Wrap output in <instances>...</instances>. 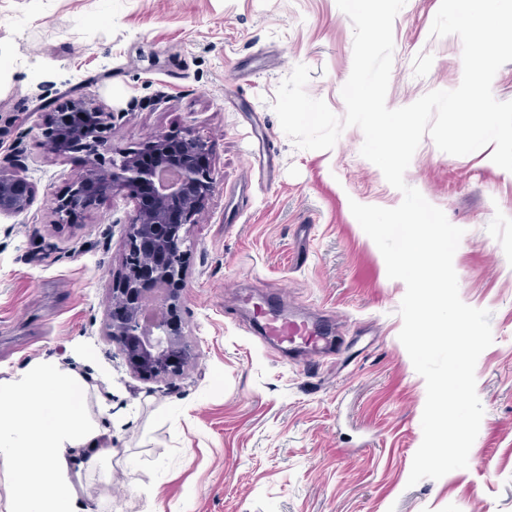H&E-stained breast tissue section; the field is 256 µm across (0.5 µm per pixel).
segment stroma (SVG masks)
Segmentation results:
<instances>
[{"label": "stroma", "mask_w": 512, "mask_h": 512, "mask_svg": "<svg viewBox=\"0 0 512 512\" xmlns=\"http://www.w3.org/2000/svg\"><path fill=\"white\" fill-rule=\"evenodd\" d=\"M440 0H406L393 25L386 104L462 74L458 36L430 28ZM353 26L336 0H0V149L18 148L33 203L0 218V379L45 359L83 381L110 459L75 457L94 512H512V172L492 147L465 156L423 138L405 181L464 229L459 295L489 310L476 365L484 408L468 466L409 485L426 384L398 339L404 282L351 213L402 194L345 128L300 150L272 105L296 65L344 116ZM88 95L115 112L113 149L188 131L210 146L217 188L191 229L182 318L196 359L180 376L130 372L103 332L131 201L72 225L52 199L83 154L48 153L49 101ZM323 336L321 359L265 334L271 316Z\"/></svg>", "instance_id": "obj_1"}]
</instances>
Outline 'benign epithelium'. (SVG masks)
<instances>
[{"mask_svg": "<svg viewBox=\"0 0 512 512\" xmlns=\"http://www.w3.org/2000/svg\"><path fill=\"white\" fill-rule=\"evenodd\" d=\"M115 113L89 96L69 99L48 113L42 145L47 152L85 155L84 168L70 178L68 190L54 198L57 224H73L78 215L108 198L134 203L124 225L125 254L112 278L104 313V333L120 345L129 370L166 379L194 359L190 333L178 319L186 300L191 227L217 188L207 163L208 142L159 132L134 151L115 152L107 133ZM20 152L0 160V216L26 211L29 184L18 174Z\"/></svg>", "mask_w": 512, "mask_h": 512, "instance_id": "benign-epithelium-1", "label": "benign epithelium"}]
</instances>
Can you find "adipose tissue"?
<instances>
[{"label": "adipose tissue", "instance_id": "obj_1", "mask_svg": "<svg viewBox=\"0 0 512 512\" xmlns=\"http://www.w3.org/2000/svg\"><path fill=\"white\" fill-rule=\"evenodd\" d=\"M82 392L77 376L51 360L0 380V462L12 512H76L69 450L107 454L100 429L84 416Z\"/></svg>", "mask_w": 512, "mask_h": 512}]
</instances>
